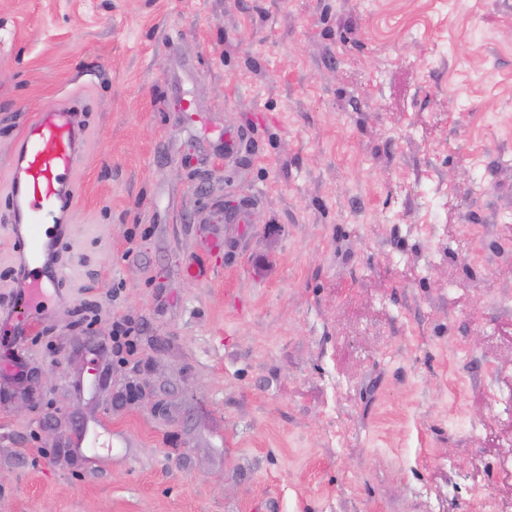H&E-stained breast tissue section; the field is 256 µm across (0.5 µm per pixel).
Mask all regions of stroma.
Returning <instances> with one entry per match:
<instances>
[{"label": "stroma", "instance_id": "obj_1", "mask_svg": "<svg viewBox=\"0 0 512 512\" xmlns=\"http://www.w3.org/2000/svg\"><path fill=\"white\" fill-rule=\"evenodd\" d=\"M63 103L70 272L0 333V512H512V0H0V182ZM91 419L132 447L73 453Z\"/></svg>", "mask_w": 512, "mask_h": 512}]
</instances>
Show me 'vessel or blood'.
<instances>
[{"mask_svg": "<svg viewBox=\"0 0 512 512\" xmlns=\"http://www.w3.org/2000/svg\"><path fill=\"white\" fill-rule=\"evenodd\" d=\"M88 126L77 112L59 105L37 113L21 132L4 195L12 254L21 268L9 286L32 316L58 295L67 276L54 251L63 243L64 215L74 205L75 175Z\"/></svg>", "mask_w": 512, "mask_h": 512, "instance_id": "1", "label": "vessel or blood"}]
</instances>
